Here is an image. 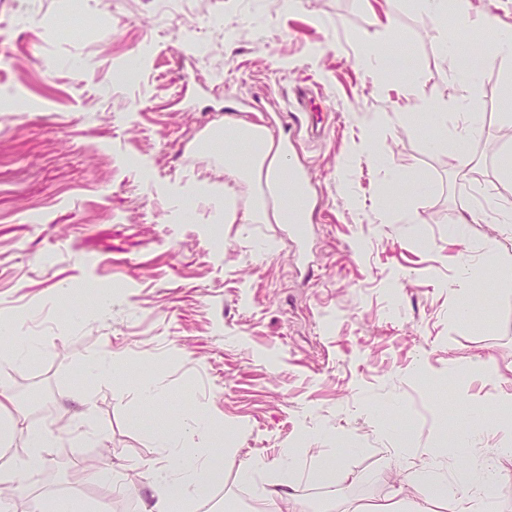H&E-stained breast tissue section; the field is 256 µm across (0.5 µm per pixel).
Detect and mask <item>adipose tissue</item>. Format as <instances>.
<instances>
[{
    "mask_svg": "<svg viewBox=\"0 0 512 512\" xmlns=\"http://www.w3.org/2000/svg\"><path fill=\"white\" fill-rule=\"evenodd\" d=\"M456 111L463 121L456 142H467L478 122L474 100L465 95L453 104L423 106L425 119L437 131L447 126L449 111ZM249 143L251 152L246 161L224 162V224H278L281 223V205H269L259 192L253 191L245 205H238L237 193L241 186L252 187L255 181L266 184L282 183L285 175L284 151L266 127L245 123L228 115L224 118V144ZM12 395L0 386V451L14 457L19 467L37 471L48 464L47 448L61 438V431L50 425L39 429L25 426L13 416ZM480 424L477 416L463 422V430L446 447L430 452L424 478L425 489L420 496L380 503L371 507L358 506L352 512H502L496 497L498 477L489 473L488 466L475 464L468 446L478 440ZM153 443L160 450L157 465L150 476L151 497L141 505V512H171L175 501L195 499L213 473L208 452L195 451L167 433L157 432ZM294 449H285L279 475L271 489L265 490L260 512H307L296 492L293 467ZM455 468L457 476L448 479V468Z\"/></svg>",
    "mask_w": 512,
    "mask_h": 512,
    "instance_id": "ef3b65f1",
    "label": "adipose tissue"
}]
</instances>
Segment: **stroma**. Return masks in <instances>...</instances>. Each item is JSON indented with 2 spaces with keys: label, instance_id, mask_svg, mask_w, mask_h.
Wrapping results in <instances>:
<instances>
[{
  "label": "stroma",
  "instance_id": "obj_1",
  "mask_svg": "<svg viewBox=\"0 0 512 512\" xmlns=\"http://www.w3.org/2000/svg\"><path fill=\"white\" fill-rule=\"evenodd\" d=\"M0 0V326L34 336L27 369L0 361L26 425L84 418L103 440L70 435L49 464L19 476L16 506L127 500L138 512L159 456L151 435L192 437L188 416L211 415L230 442L215 495L178 512H243L242 464L264 461L267 488L285 448L298 496L324 512L338 497L376 499L403 473L425 467L422 449L473 408L485 413L473 449L499 436L498 401L512 393V234L497 224L449 236L464 209L512 200L500 177L512 158V83L493 54V30L429 25L416 0H401L390 28L366 0H302L291 13L269 0ZM394 42L408 58L388 80L356 67L363 42ZM470 42L465 64L447 58ZM141 77L121 78L130 61ZM478 72L480 124L468 172L448 147L427 149L426 122L395 115L462 94L460 69ZM311 88L306 120L323 140L291 154L320 204L304 239L284 224L215 225L206 192L224 193V170L196 148L225 114L265 123L295 85ZM384 112L376 144L403 181L388 190L351 144L358 115ZM409 208L416 224H383L372 207ZM499 253L467 321L452 285L478 263L484 238ZM119 354L123 369L91 381L77 360ZM494 363L498 379L483 363ZM152 382L164 403L147 405ZM386 417L394 429L378 427ZM408 438L413 454L393 449ZM342 451L345 482L313 475ZM104 456L121 479L106 492L74 490L63 469Z\"/></svg>",
  "mask_w": 512,
  "mask_h": 512
}]
</instances>
